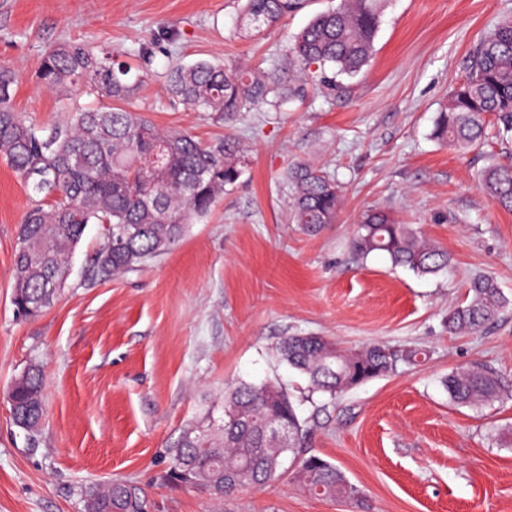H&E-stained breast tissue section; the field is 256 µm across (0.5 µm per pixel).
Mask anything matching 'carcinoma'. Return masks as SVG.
I'll use <instances>...</instances> for the list:
<instances>
[{
    "instance_id": "obj_1",
    "label": "carcinoma",
    "mask_w": 512,
    "mask_h": 512,
    "mask_svg": "<svg viewBox=\"0 0 512 512\" xmlns=\"http://www.w3.org/2000/svg\"><path fill=\"white\" fill-rule=\"evenodd\" d=\"M305 2L245 0L239 25L259 35ZM384 4L339 0L293 36L284 59L271 69H247L232 58L178 63L167 75L166 90L172 99L226 124L259 106L276 109L308 85L327 94L336 89L337 77L355 75L371 59ZM464 70L465 78L437 115L433 138L454 148L474 147L485 136L489 116L498 137L512 138V19L474 45ZM37 79L68 101L67 122L47 134L15 110L17 73L0 63V158L32 197L18 229L11 272L13 303L24 317L52 305L68 271L67 257L88 225L105 229L92 259L95 276L106 280L134 272L176 245L186 225L206 217L225 187L238 181L244 164L239 141L230 132L202 141L184 130L160 128L144 116L136 106L143 71L105 47L58 42L43 54ZM81 91L110 105H82L76 100ZM288 182L292 223L314 235L336 222L342 187L330 172L299 163L288 170ZM481 184L498 206L512 210V164L489 166ZM350 247L362 259L381 253L393 265L422 275L450 263L447 252L379 209L361 216ZM511 305L493 278H476L466 300L448 312V331L478 332ZM276 355L308 379L312 392L336 400L364 381L418 364L426 353L417 346L395 349L379 343L343 349L323 336L301 334L283 338ZM444 387L450 402L461 407L512 397V378L486 367L458 366ZM44 391L40 366L29 364L16 378L12 411L14 423L29 433L41 424ZM307 434L298 400L280 382H239L225 390L221 407L209 406L183 430L169 449L168 477L181 484L190 473L221 500L236 481L256 488L277 479L282 458L290 455L310 492L358 499V489L335 464L299 456ZM141 505L139 490L125 482L83 492V512H140Z\"/></svg>"
}]
</instances>
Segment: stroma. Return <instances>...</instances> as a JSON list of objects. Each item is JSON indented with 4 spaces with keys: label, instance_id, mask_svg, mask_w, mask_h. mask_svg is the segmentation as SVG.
I'll list each match as a JSON object with an SVG mask.
<instances>
[{
    "label": "stroma",
    "instance_id": "35a3bbf8",
    "mask_svg": "<svg viewBox=\"0 0 512 512\" xmlns=\"http://www.w3.org/2000/svg\"><path fill=\"white\" fill-rule=\"evenodd\" d=\"M337 2L307 0L264 35L244 37L243 0H0V62L19 74L17 111L49 128L66 114L35 79L48 47L87 42L130 63L152 44L140 110L208 141L223 125L173 101L168 70L227 56L272 67L291 36ZM508 17L512 0H387L357 76L326 96L310 89L280 109L240 113L243 173L178 244L100 281L90 259L104 230L88 225L65 286L31 319L16 316L11 279L30 198L0 160V512H82V490L113 480L141 488L149 512H512V400L458 407L443 386L465 364L512 376V310L476 333L447 325L474 276H494L512 299V211L479 183L485 167L512 162V140L460 152L431 137L469 51ZM300 162L342 186L335 223L315 236L289 220L285 174ZM373 207L446 249L448 270L419 275L382 254L354 257L349 240ZM300 333L345 348L416 345L428 357L337 400L309 398L305 376L275 351ZM32 362L46 386L31 437L5 394ZM270 379L304 393L303 455L336 464L358 500L314 496L291 472L220 502L166 481L168 452L204 404L222 401L229 385Z\"/></svg>",
    "mask_w": 512,
    "mask_h": 512
}]
</instances>
